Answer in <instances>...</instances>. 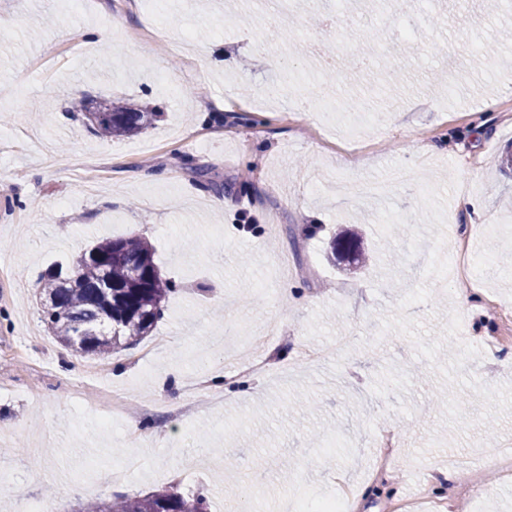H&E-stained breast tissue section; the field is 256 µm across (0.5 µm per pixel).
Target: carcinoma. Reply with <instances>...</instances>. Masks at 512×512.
<instances>
[{
	"instance_id": "carcinoma-1",
	"label": "carcinoma",
	"mask_w": 512,
	"mask_h": 512,
	"mask_svg": "<svg viewBox=\"0 0 512 512\" xmlns=\"http://www.w3.org/2000/svg\"><path fill=\"white\" fill-rule=\"evenodd\" d=\"M88 108H72L85 124L106 138L131 136L153 125L159 113L150 107L123 99ZM359 249L352 231L332 240V250L350 259ZM39 296L48 302L41 311L45 330L67 347L84 355L109 356L148 336L174 284L163 277L150 242L137 235L105 238L75 257L70 274L48 270L39 281ZM88 327L93 334L76 340L72 331ZM82 512H208L201 496L185 497L173 490H158L143 496L99 497L85 504Z\"/></svg>"
}]
</instances>
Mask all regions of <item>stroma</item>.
Masks as SVG:
<instances>
[{
	"label": "stroma",
	"mask_w": 512,
	"mask_h": 512,
	"mask_svg": "<svg viewBox=\"0 0 512 512\" xmlns=\"http://www.w3.org/2000/svg\"><path fill=\"white\" fill-rule=\"evenodd\" d=\"M360 1L365 16L332 29L321 0L276 20L249 0H0V512L48 488L58 512L158 489L210 512H280L292 492L334 494L329 474L358 483L378 427L404 446L356 512H401L427 476L476 474L481 498L447 512H512L492 466L512 455V331L488 310L512 303V171L496 165L512 148V0H335L337 15ZM405 13L415 33L354 66L348 43ZM273 24L292 39L256 54ZM91 27L109 39L85 41ZM103 98L162 116L110 139L64 113ZM227 99L238 109H213ZM236 178L248 193L220 191ZM354 227L371 260L351 270L330 242ZM131 234L176 291L151 335L89 379L85 356L29 337L37 283ZM256 336L275 351L271 379L168 416L190 379L238 384L226 360L262 359ZM342 337L334 359L301 363L298 345ZM112 388L158 407L113 412Z\"/></svg>",
	"instance_id": "obj_1"
}]
</instances>
